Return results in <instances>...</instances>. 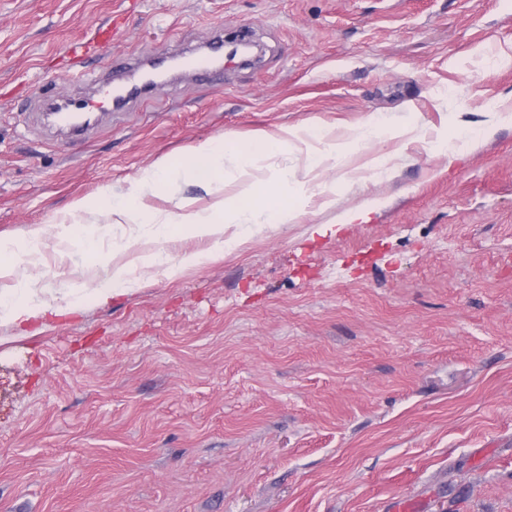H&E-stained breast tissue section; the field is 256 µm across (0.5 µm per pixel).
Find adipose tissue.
<instances>
[{
	"label": "adipose tissue",
	"instance_id": "ef3b65f1",
	"mask_svg": "<svg viewBox=\"0 0 512 512\" xmlns=\"http://www.w3.org/2000/svg\"><path fill=\"white\" fill-rule=\"evenodd\" d=\"M303 133V128L291 127L277 136L260 134L246 150L230 137L207 140L195 147L187 160L174 164L164 159L141 174L125 195L112 199L102 209L107 217L135 216L141 227L138 255H128L123 246L113 248L109 257L112 280L132 291L142 284L135 275L138 268H152L168 277L177 273L179 267L220 257L225 249L246 243L257 225L297 223L303 214V203L323 195L324 187L307 178L294 179L285 170L267 181H251L250 175L260 160L297 147L303 141ZM228 156L235 157L240 176L249 180L239 198L217 202L206 214L195 211L192 201L185 199L179 202L177 212L165 216L145 205L146 197L181 179L219 182L224 177V159ZM177 226L191 236L208 240L210 246L206 253L184 255L179 265L174 266L169 262L167 245ZM16 280V285L0 290L1 323L23 330L47 317L75 315L81 310V289H71L64 302L51 303L41 299L40 289L27 280Z\"/></svg>",
	"mask_w": 512,
	"mask_h": 512
}]
</instances>
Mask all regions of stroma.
Wrapping results in <instances>:
<instances>
[{
    "mask_svg": "<svg viewBox=\"0 0 512 512\" xmlns=\"http://www.w3.org/2000/svg\"><path fill=\"white\" fill-rule=\"evenodd\" d=\"M240 29L255 64L179 71L113 118L82 79ZM47 92L104 117L62 143L34 116ZM495 112L512 113V0H0V239L69 231L66 270L32 271L52 299L122 235L73 203L160 159L304 126L347 164L320 171L330 193L302 223L106 306L84 292L37 333L0 325V512H512V125L488 132ZM375 118L393 133L355 142ZM463 135L456 158L434 148ZM244 184L228 165L149 204L205 210Z\"/></svg>",
    "mask_w": 512,
    "mask_h": 512,
    "instance_id": "1",
    "label": "stroma"
}]
</instances>
